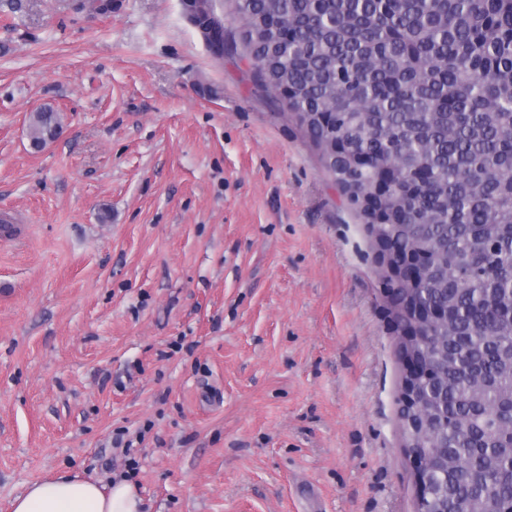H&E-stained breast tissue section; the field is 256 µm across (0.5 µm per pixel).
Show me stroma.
Instances as JSON below:
<instances>
[{"mask_svg":"<svg viewBox=\"0 0 512 512\" xmlns=\"http://www.w3.org/2000/svg\"><path fill=\"white\" fill-rule=\"evenodd\" d=\"M84 2L0 0V512H418L387 271L296 115L184 0ZM27 130L32 148L40 150L60 136L63 125L51 106H43L30 113ZM141 507L126 480L112 481L107 489L67 473L35 482L12 500V512H142Z\"/></svg>","mask_w":512,"mask_h":512,"instance_id":"stroma-1","label":"stroma"}]
</instances>
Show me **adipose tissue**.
<instances>
[{"mask_svg":"<svg viewBox=\"0 0 512 512\" xmlns=\"http://www.w3.org/2000/svg\"><path fill=\"white\" fill-rule=\"evenodd\" d=\"M141 507L128 481L103 487L66 473L31 484L12 501V512H140Z\"/></svg>","mask_w":512,"mask_h":512,"instance_id":"adipose-tissue-1","label":"adipose tissue"}]
</instances>
